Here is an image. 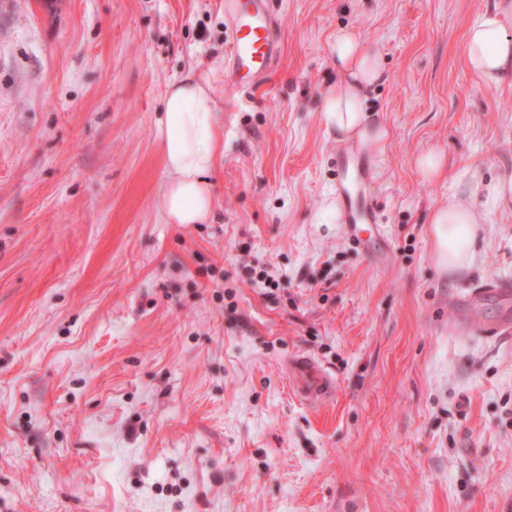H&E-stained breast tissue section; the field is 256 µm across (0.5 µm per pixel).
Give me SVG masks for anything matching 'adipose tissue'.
Returning a JSON list of instances; mask_svg holds the SVG:
<instances>
[{"instance_id": "adipose-tissue-1", "label": "adipose tissue", "mask_w": 512, "mask_h": 512, "mask_svg": "<svg viewBox=\"0 0 512 512\" xmlns=\"http://www.w3.org/2000/svg\"><path fill=\"white\" fill-rule=\"evenodd\" d=\"M465 61L486 84L496 85L512 74V8L497 7L480 15L467 30ZM336 68L340 78L322 101V120L337 139L381 147L388 130L365 110L366 93L382 76L378 55L350 30L336 36ZM218 101L211 83L190 70L171 81L153 132L164 153V221L206 224L214 211L212 177L217 169L220 136ZM483 198L474 206L451 202L431 210L433 259L442 272L472 266L477 227L488 213L512 207V174L476 185Z\"/></svg>"}]
</instances>
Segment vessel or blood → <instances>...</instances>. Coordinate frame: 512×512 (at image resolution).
Segmentation results:
<instances>
[{"mask_svg":"<svg viewBox=\"0 0 512 512\" xmlns=\"http://www.w3.org/2000/svg\"><path fill=\"white\" fill-rule=\"evenodd\" d=\"M224 15L232 23V38L226 62L232 84L258 86L265 82L278 62L282 36L277 14L269 0H224ZM372 179V168L360 149L343 151L338 158L336 194L340 210L354 241L371 250L375 240L383 239L378 228L379 217L365 188ZM374 226L375 235L364 236V225ZM496 296L503 304L512 303V287L500 281H487L466 295L469 304H477L488 296ZM290 390L306 403L325 402L335 388L334 378L310 356L299 354L288 364Z\"/></svg>","mask_w":512,"mask_h":512,"instance_id":"1","label":"vessel or blood"}]
</instances>
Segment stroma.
I'll return each mask as SVG.
<instances>
[{"label":"stroma","instance_id":"obj_1","mask_svg":"<svg viewBox=\"0 0 512 512\" xmlns=\"http://www.w3.org/2000/svg\"><path fill=\"white\" fill-rule=\"evenodd\" d=\"M272 2L279 62L238 90L224 0H0V512H512V335L448 330L450 299L512 280V212L450 275L427 222L512 174V77L464 60L503 0ZM343 29L385 74L382 260L316 221ZM189 68L224 155L211 223L167 224L153 123ZM432 147L436 180L414 165ZM296 354L327 403L291 393ZM290 390L306 403L325 402L335 388L334 378L312 357L298 354L288 364Z\"/></svg>","mask_w":512,"mask_h":512}]
</instances>
